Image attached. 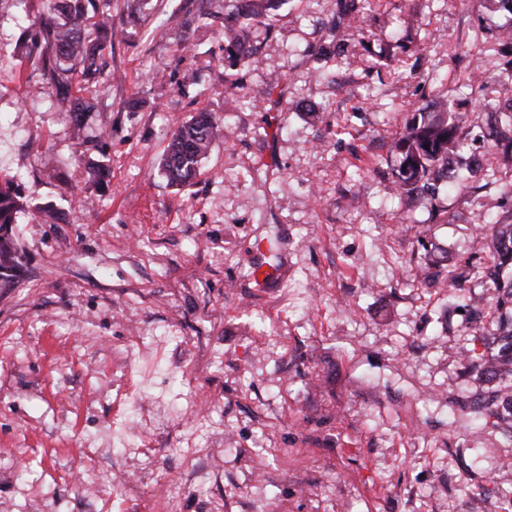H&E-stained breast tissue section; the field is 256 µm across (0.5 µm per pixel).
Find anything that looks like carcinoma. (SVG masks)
Returning <instances> with one entry per match:
<instances>
[{
	"label": "carcinoma",
	"mask_w": 512,
	"mask_h": 512,
	"mask_svg": "<svg viewBox=\"0 0 512 512\" xmlns=\"http://www.w3.org/2000/svg\"><path fill=\"white\" fill-rule=\"evenodd\" d=\"M100 20L86 17L84 0H49L50 16L39 21L38 31L25 49L38 53L44 78L56 89L60 99L75 97V74L90 84L100 75L99 59L103 42L112 32V0H90ZM287 0H249L236 4L224 14V58L233 65L247 56L250 29L256 24H270L275 12ZM456 112H437L430 118L408 125L396 134L395 148L401 155L394 183L407 193L419 187L430 188L438 181L452 188L468 179L466 175L448 177V156L462 146L460 123ZM216 124L211 115L202 113L181 126L172 136L163 157V174L169 182L185 184L199 169L214 138ZM24 209L14 180L0 175V281L14 280L22 266L16 245L14 224ZM495 249L489 256L483 275L489 289L483 305L501 312L490 339L498 345L492 355L493 376L497 380L488 391L484 410L495 412L512 434V280L504 281L503 271L512 268V224L492 227Z\"/></svg>",
	"instance_id": "carcinoma-1"
}]
</instances>
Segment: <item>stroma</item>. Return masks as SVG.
<instances>
[{"label": "stroma", "mask_w": 512, "mask_h": 512, "mask_svg": "<svg viewBox=\"0 0 512 512\" xmlns=\"http://www.w3.org/2000/svg\"><path fill=\"white\" fill-rule=\"evenodd\" d=\"M46 7L0 0V173L25 203L0 287V512H497L512 435L473 398L499 313L448 294L485 292L478 228L512 223V156L485 139L512 111V13L289 0L230 68L218 0H112L79 141L16 51ZM436 97L465 116L453 167L481 172L399 197L394 135ZM200 111L223 131L170 185L163 151Z\"/></svg>", "instance_id": "35a3bbf8"}]
</instances>
